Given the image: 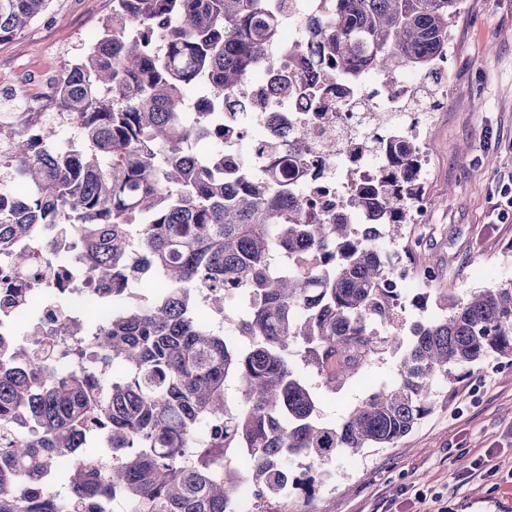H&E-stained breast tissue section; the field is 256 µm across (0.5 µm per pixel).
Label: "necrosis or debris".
<instances>
[{
  "mask_svg": "<svg viewBox=\"0 0 512 512\" xmlns=\"http://www.w3.org/2000/svg\"><path fill=\"white\" fill-rule=\"evenodd\" d=\"M335 6L336 0H290L280 36L270 50L274 68L246 73L234 97L242 111L224 115L225 125L236 129L235 135L224 139V179L236 182L245 170L266 174L276 160L272 145L306 134L311 149L288 177L298 197L320 192V204L346 217L364 237L378 241L384 227L367 212L353 208L350 181L358 179L369 191L389 174L390 160L371 148L376 139L411 138L418 145L426 144L432 115L414 111L413 106L426 100L442 107L448 60L437 62L439 79L434 83L415 71L389 79L370 66L362 68L358 83H351L314 62L310 51L315 44L308 41L302 26L304 20ZM300 45L307 47L308 56L289 64V51ZM256 100L262 103L257 111L251 108ZM79 250V238H58L53 260L39 265L40 276L10 279L9 287L40 295L62 278L77 300H96L100 285L78 264Z\"/></svg>",
  "mask_w": 512,
  "mask_h": 512,
  "instance_id": "4bbe7bcc",
  "label": "necrosis or debris"
}]
</instances>
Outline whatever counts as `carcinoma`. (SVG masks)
<instances>
[{"mask_svg":"<svg viewBox=\"0 0 512 512\" xmlns=\"http://www.w3.org/2000/svg\"><path fill=\"white\" fill-rule=\"evenodd\" d=\"M51 0H0V43L45 15ZM285 0H112L95 43L57 82L54 104L78 135L64 148L56 127L29 117L10 131L0 168L30 193L0 205V258L14 272L37 265L19 242L59 231L80 235L78 261L110 293L101 319L76 317L94 368L57 373L37 356L41 337L0 341V512H110L122 497L139 512H232L240 483L228 455L246 452L257 494L293 484L311 500L324 465L341 451L393 448L432 410L433 389L491 353L512 356V282L460 301L425 292L439 313L377 334L405 299L389 288V252L317 200L288 195L289 168L224 181V138L205 162L193 144L224 125V103L241 76L272 64ZM463 0H336L310 21L328 64L357 74L363 61L391 76L425 72L448 51ZM207 89L196 120L185 91ZM305 135L284 145L291 162ZM404 170L413 145L380 140ZM417 196L403 180L357 189L353 205L401 234ZM130 278L155 281L152 298L125 295ZM202 299L224 320L196 312ZM304 309L307 315L298 317ZM398 355L397 375L337 425L296 369L300 358L328 384L362 373L377 354ZM242 395L228 404V383ZM100 437L105 460L83 454ZM307 460L289 479L288 458ZM65 496L52 490L58 475Z\"/></svg>","mask_w":512,"mask_h":512,"instance_id":"obj_1","label":"carcinoma"}]
</instances>
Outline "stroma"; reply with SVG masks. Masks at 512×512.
I'll return each mask as SVG.
<instances>
[{"instance_id":"stroma-1","label":"stroma","mask_w":512,"mask_h":512,"mask_svg":"<svg viewBox=\"0 0 512 512\" xmlns=\"http://www.w3.org/2000/svg\"><path fill=\"white\" fill-rule=\"evenodd\" d=\"M112 13V0H53L21 35L0 43V68L60 78ZM448 104L429 139L424 190L429 221L403 228L398 249L422 240L439 273L433 286L464 299L512 281V0H465L450 28ZM396 359L377 356L355 381L317 385L323 422L337 424L372 389L391 381ZM434 406L393 448L338 454L308 512H418L419 494L447 512L512 507V356L490 354L437 382ZM480 475H470L474 460Z\"/></svg>"}]
</instances>
